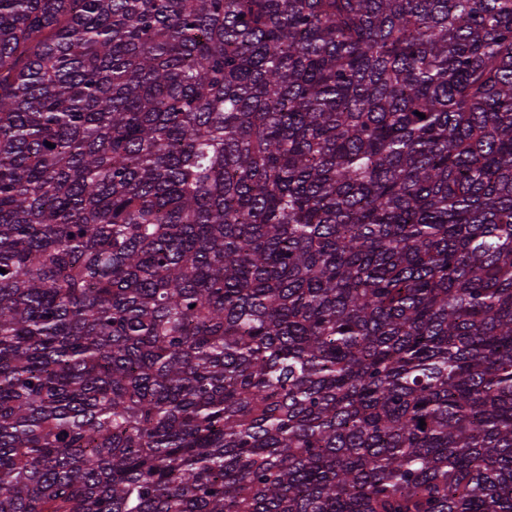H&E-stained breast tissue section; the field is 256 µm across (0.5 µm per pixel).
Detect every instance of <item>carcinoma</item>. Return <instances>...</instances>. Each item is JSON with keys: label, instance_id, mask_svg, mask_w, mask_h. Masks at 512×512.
Instances as JSON below:
<instances>
[{"label": "carcinoma", "instance_id": "cac0c4a2", "mask_svg": "<svg viewBox=\"0 0 512 512\" xmlns=\"http://www.w3.org/2000/svg\"><path fill=\"white\" fill-rule=\"evenodd\" d=\"M0 268V512H512V0H0Z\"/></svg>", "mask_w": 512, "mask_h": 512}]
</instances>
